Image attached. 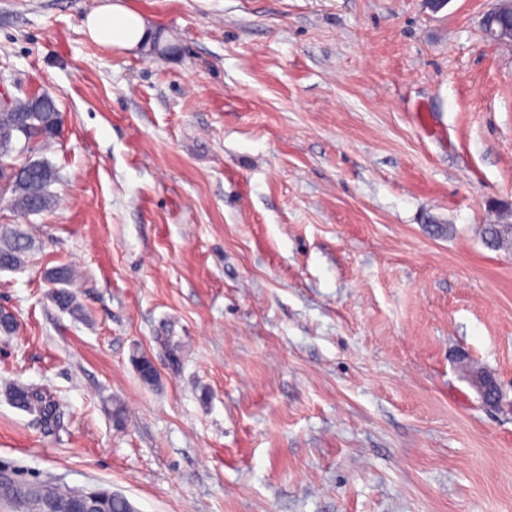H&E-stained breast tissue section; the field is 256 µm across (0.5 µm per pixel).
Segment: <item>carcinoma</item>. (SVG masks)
Listing matches in <instances>:
<instances>
[{"mask_svg":"<svg viewBox=\"0 0 512 512\" xmlns=\"http://www.w3.org/2000/svg\"><path fill=\"white\" fill-rule=\"evenodd\" d=\"M61 123L56 102L49 96L34 103L28 97H14L8 107H0V176L5 178L3 190L11 193L10 206L26 214L49 211L55 205L50 186L58 180L56 169L48 160L28 156L31 145L54 138ZM485 247L498 251L512 247V232L504 224H483L479 230ZM30 244L17 231L0 230V270H16L23 266ZM72 274L60 267L52 270L50 280L56 285L52 295L56 303L74 315L82 312L74 294L64 284ZM17 407L36 413L51 425L57 418V405L42 390L16 385L9 393Z\"/></svg>","mask_w":512,"mask_h":512,"instance_id":"obj_1","label":"carcinoma"}]
</instances>
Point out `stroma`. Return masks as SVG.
Wrapping results in <instances>:
<instances>
[{
  "label": "stroma",
  "instance_id": "35a3bbf8",
  "mask_svg": "<svg viewBox=\"0 0 512 512\" xmlns=\"http://www.w3.org/2000/svg\"><path fill=\"white\" fill-rule=\"evenodd\" d=\"M99 3L0 0V88L62 115L55 206L0 203L31 243L0 271V468L136 512H512V250L476 232L512 204L494 0H123L160 37L132 51L83 32ZM466 367H469L470 372V378L473 387L476 389L477 393L481 396L482 401L486 406H495L494 400H491L488 396L490 392L496 388V390L499 392L500 396V390L497 382L493 379V377L488 374L486 371L482 370L481 368L472 367L466 365ZM11 402L17 407L36 413L45 424L51 425L57 418V405L41 389L16 385L9 393Z\"/></svg>",
  "mask_w": 512,
  "mask_h": 512
}]
</instances>
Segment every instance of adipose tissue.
Instances as JSON below:
<instances>
[{
	"label": "adipose tissue",
	"mask_w": 512,
	"mask_h": 512,
	"mask_svg": "<svg viewBox=\"0 0 512 512\" xmlns=\"http://www.w3.org/2000/svg\"><path fill=\"white\" fill-rule=\"evenodd\" d=\"M83 28L94 42L127 50L150 44L154 37L144 18L121 0H105L86 16Z\"/></svg>",
	"instance_id": "obj_1"
}]
</instances>
